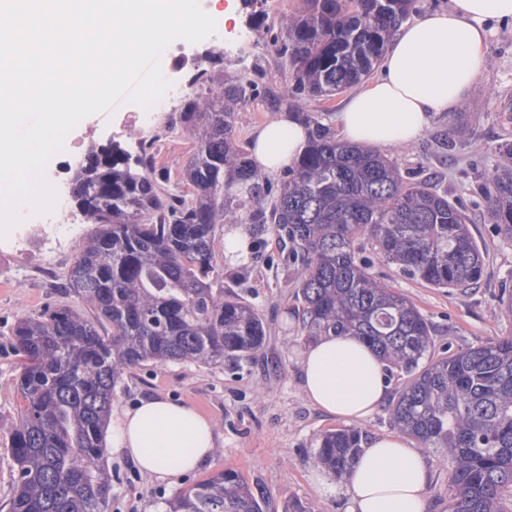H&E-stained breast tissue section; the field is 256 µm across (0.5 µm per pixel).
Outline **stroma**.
<instances>
[{
	"label": "stroma",
	"mask_w": 512,
	"mask_h": 512,
	"mask_svg": "<svg viewBox=\"0 0 512 512\" xmlns=\"http://www.w3.org/2000/svg\"><path fill=\"white\" fill-rule=\"evenodd\" d=\"M216 8L233 11L234 19L218 25L215 35L201 42L184 43L183 51L195 59L210 47L223 52L229 70H245L262 54L255 35L246 28L247 14L240 0H218ZM486 56L479 79L459 106L468 117L469 133L460 139L455 155L438 157L433 141L437 130L453 127L452 117L445 114L434 116L412 144L391 151L401 169L425 167L449 198H467L471 232L486 249L482 281L466 290L430 288L404 277L394 265L379 261L374 268L432 322L436 346L456 350L512 334V323L499 316L501 290L512 287V242L494 233L474 178L478 172L491 174L497 144L512 139L511 22L496 27ZM135 110V105L123 104L113 112L84 118L67 136L63 152L50 160L48 181L69 186L70 175L61 171V162L89 145L123 139ZM73 255V246L67 245L45 252L44 263L30 262L21 259L11 238L0 239V266L6 270L0 277V441L17 421L19 402L11 328L21 315L63 303L59 286ZM224 276L225 290L240 295L264 316L265 350L237 364L146 362L124 375L112 400L116 415L148 397L188 403L213 420L217 451L203 469L174 480L143 475L125 457L107 453L105 464L112 474L109 512H159L162 498L227 468L264 491L269 512H282L289 500L317 505L319 512H336L335 501L319 499L311 474L318 465L315 437L340 428L341 423L319 411L301 390L298 360L304 340L290 314L296 304L294 283L282 268L253 255L245 262L225 265Z\"/></svg>",
	"instance_id": "1"
}]
</instances>
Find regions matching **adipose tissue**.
I'll list each match as a JSON object with an SVG mask.
<instances>
[{
	"label": "adipose tissue",
	"instance_id": "obj_1",
	"mask_svg": "<svg viewBox=\"0 0 512 512\" xmlns=\"http://www.w3.org/2000/svg\"><path fill=\"white\" fill-rule=\"evenodd\" d=\"M507 21L512 0H448L400 27L379 73L343 101V138L376 148L410 145L431 117L458 108L480 76L493 24ZM307 136L295 115L281 112L255 133L252 159L263 173H278L294 164ZM299 365L305 397L329 417L361 422L389 397L381 360L358 337H321L303 350ZM112 447L142 474L173 479L205 466L217 438L213 422L193 407L151 398L113 421ZM430 473L414 441L389 434L372 438L344 479L318 470L313 483L338 512H426Z\"/></svg>",
	"mask_w": 512,
	"mask_h": 512
}]
</instances>
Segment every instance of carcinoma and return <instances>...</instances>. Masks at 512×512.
I'll return each instance as SVG.
<instances>
[{"label": "carcinoma", "mask_w": 512, "mask_h": 512, "mask_svg": "<svg viewBox=\"0 0 512 512\" xmlns=\"http://www.w3.org/2000/svg\"><path fill=\"white\" fill-rule=\"evenodd\" d=\"M418 10V0H301L276 27L253 9L265 60L290 77L272 83L257 64L232 74L196 69L167 122L195 139L181 171L194 189L189 199L161 190L170 172L158 163L155 140L138 130L126 132L135 154L117 142L88 148L71 175L75 206L94 225L77 245L65 284L76 306L22 315L11 330L20 401L3 443L15 463L9 512H105L112 474L104 468V433L129 369L237 361L264 350L263 317L224 291L214 241L226 224H252L260 233L273 225L298 288L301 335L356 336L380 354L388 379L406 378L389 406L391 423L422 450L446 454L448 512H506L512 334L438 352L429 319L372 272L377 258L431 288L478 285L484 250L468 228L467 205L449 200L424 171L403 172L389 155L336 138L324 123L328 110L305 107L374 73ZM256 101L272 111L293 108L310 129L305 150L276 181L234 137L238 112ZM434 140L441 154L456 151L448 133ZM480 191L494 232L512 242V166ZM364 438L357 427L321 433L317 460L341 477ZM161 505V512H265L266 499L225 469Z\"/></svg>", "instance_id": "cac0c4a2"}]
</instances>
